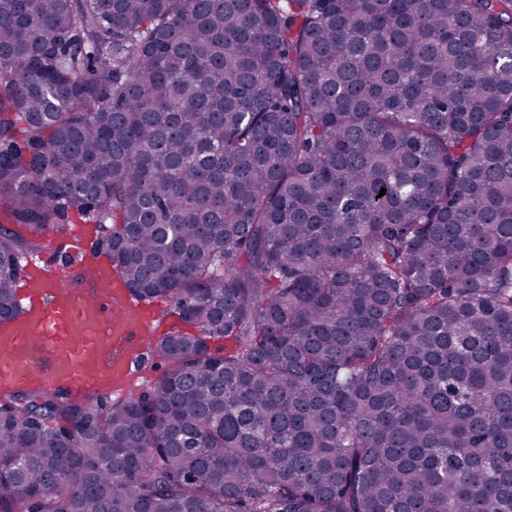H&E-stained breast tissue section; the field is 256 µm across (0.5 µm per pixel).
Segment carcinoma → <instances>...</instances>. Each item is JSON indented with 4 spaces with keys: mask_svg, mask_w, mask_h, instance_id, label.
<instances>
[{
    "mask_svg": "<svg viewBox=\"0 0 512 512\" xmlns=\"http://www.w3.org/2000/svg\"><path fill=\"white\" fill-rule=\"evenodd\" d=\"M0 208V323L73 221L181 322L0 512H512V0H0Z\"/></svg>",
    "mask_w": 512,
    "mask_h": 512,
    "instance_id": "obj_1",
    "label": "carcinoma"
}]
</instances>
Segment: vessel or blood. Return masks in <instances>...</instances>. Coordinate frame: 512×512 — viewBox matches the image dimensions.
Masks as SVG:
<instances>
[{
	"mask_svg": "<svg viewBox=\"0 0 512 512\" xmlns=\"http://www.w3.org/2000/svg\"><path fill=\"white\" fill-rule=\"evenodd\" d=\"M75 236L61 248L27 258L23 269L26 314L0 333V389L41 386L72 396L112 392V346L137 334L141 317L134 306L112 303V268L91 262L85 285H68L53 268L59 250L80 247Z\"/></svg>",
	"mask_w": 512,
	"mask_h": 512,
	"instance_id": "obj_1",
	"label": "vessel or blood"
}]
</instances>
